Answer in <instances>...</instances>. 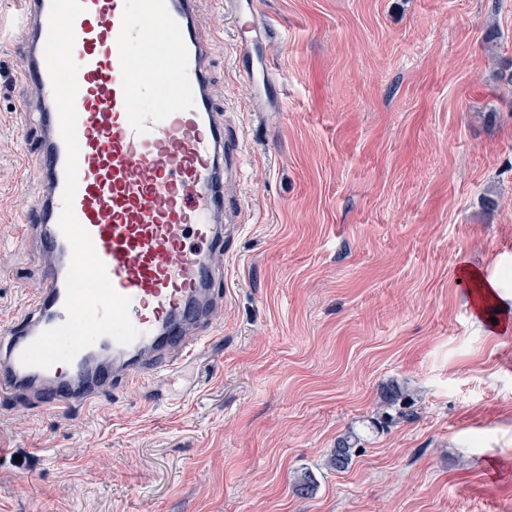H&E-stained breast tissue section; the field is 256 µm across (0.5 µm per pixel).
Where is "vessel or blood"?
Here are the masks:
<instances>
[{
    "label": "vessel or blood",
    "instance_id": "vessel-or-blood-1",
    "mask_svg": "<svg viewBox=\"0 0 512 512\" xmlns=\"http://www.w3.org/2000/svg\"><path fill=\"white\" fill-rule=\"evenodd\" d=\"M81 3L74 213L114 289L130 298L139 336L126 346L100 338L47 369L21 361L42 331L66 319L71 248L58 227L67 150L44 52L51 0H19V80L36 96L45 135L33 156L44 182L18 221L36 230L52 261L34 297L0 321V389L27 391L43 410L90 406L112 381L146 383L207 344L224 307L209 286L224 250L222 169L242 155L213 110L206 64L215 42L197 26V0ZM224 15L237 29L238 72L254 81L253 52L273 29L242 0H224Z\"/></svg>",
    "mask_w": 512,
    "mask_h": 512
}]
</instances>
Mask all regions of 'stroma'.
Returning <instances> with one entry per match:
<instances>
[{"mask_svg":"<svg viewBox=\"0 0 512 512\" xmlns=\"http://www.w3.org/2000/svg\"><path fill=\"white\" fill-rule=\"evenodd\" d=\"M257 2L276 30L260 88L222 0L198 12L243 139L211 345L81 410L0 394V512H512V327L458 281L471 265L512 296V0ZM21 40L0 36L6 315L48 261L11 219L43 184ZM392 380L413 404L370 432ZM350 429L361 449L332 470ZM359 441L360 437L353 432L338 437L328 460L330 468L336 471L348 469L352 462L353 448H357Z\"/></svg>","mask_w":512,"mask_h":512,"instance_id":"obj_1","label":"stroma"}]
</instances>
